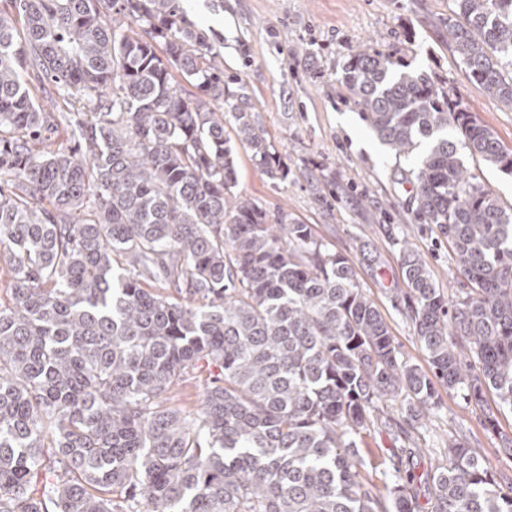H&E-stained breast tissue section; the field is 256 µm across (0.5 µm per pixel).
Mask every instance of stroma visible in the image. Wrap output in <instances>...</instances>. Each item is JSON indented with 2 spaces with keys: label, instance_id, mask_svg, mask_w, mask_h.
I'll return each instance as SVG.
<instances>
[{
  "label": "stroma",
  "instance_id": "1",
  "mask_svg": "<svg viewBox=\"0 0 512 512\" xmlns=\"http://www.w3.org/2000/svg\"><path fill=\"white\" fill-rule=\"evenodd\" d=\"M450 0H191L189 20L217 41L224 73L247 86L258 125L278 151L285 179L270 180L250 152L231 137L238 193L259 200L270 212L288 213L309 225L329 248L353 264L358 281L386 319L403 359L427 368V356L396 296L402 287L401 254L412 249L430 269L446 297L463 279L448 246L418 220L405 176L410 157L390 154L361 120L341 81L344 62L367 46L403 56L447 85L462 108L512 148V112L504 110L467 77L443 21ZM432 414L411 421L395 402L363 434L362 472L376 484L389 481L398 448L425 449L415 461L414 495L424 512L432 503L427 472L431 448L459 441L474 449L483 466L512 478V413L498 412L488 425L481 411L459 393L437 389Z\"/></svg>",
  "mask_w": 512,
  "mask_h": 512
}]
</instances>
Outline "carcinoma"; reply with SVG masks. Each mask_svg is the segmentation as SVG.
I'll list each match as a JSON object with an SVG mask.
<instances>
[{"mask_svg": "<svg viewBox=\"0 0 512 512\" xmlns=\"http://www.w3.org/2000/svg\"><path fill=\"white\" fill-rule=\"evenodd\" d=\"M9 2L0 512H415L411 470L381 488L362 474L360 434L401 395L411 418L429 411L434 377L491 424L512 411V208L465 166L512 175V149L400 56L359 49L342 67L367 127L415 159L416 212L465 280L449 300L403 249L426 373L344 255L235 191L226 121L268 178L286 173L182 0ZM452 3L448 43L512 111V0ZM30 70L63 107L44 108ZM200 371L201 407H168ZM428 478L432 512H512V485L463 443Z\"/></svg>", "mask_w": 512, "mask_h": 512, "instance_id": "obj_1", "label": "carcinoma"}]
</instances>
